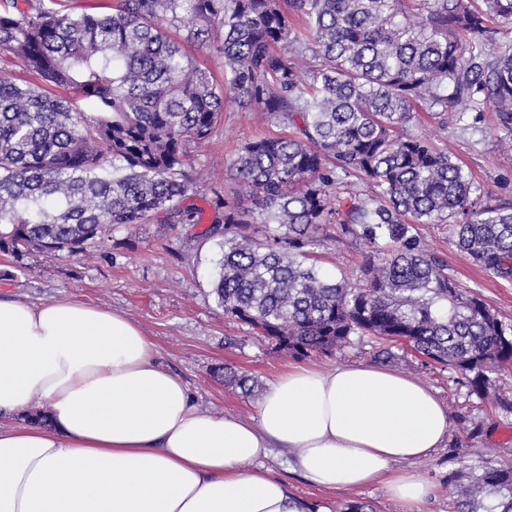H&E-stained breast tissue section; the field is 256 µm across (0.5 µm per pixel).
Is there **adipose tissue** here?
I'll return each instance as SVG.
<instances>
[{
	"label": "adipose tissue",
	"instance_id": "obj_1",
	"mask_svg": "<svg viewBox=\"0 0 512 512\" xmlns=\"http://www.w3.org/2000/svg\"><path fill=\"white\" fill-rule=\"evenodd\" d=\"M254 409L202 408L125 313L0 297V512H330L270 474L275 448L315 485L378 484L402 512L435 495L413 465L447 441L450 414L412 376L293 367Z\"/></svg>",
	"mask_w": 512,
	"mask_h": 512
}]
</instances>
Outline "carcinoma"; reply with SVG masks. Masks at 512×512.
<instances>
[{
    "mask_svg": "<svg viewBox=\"0 0 512 512\" xmlns=\"http://www.w3.org/2000/svg\"><path fill=\"white\" fill-rule=\"evenodd\" d=\"M26 2L0 0V52L42 82L0 77L1 254L20 266L34 251L106 253L116 228L202 223L187 148L231 98L292 132L240 148L201 232L220 250L224 315L294 356L404 341L512 411L489 376L512 364V328L418 232L448 226L476 266L511 281L512 201L472 197L463 165L407 130L418 105L491 108L512 128V45L500 42L512 0H113L77 16L61 0ZM217 27L221 84L183 47ZM251 224L273 225L269 239ZM329 224L336 242L368 248L361 283L317 269ZM224 380L259 394L231 367ZM449 483L457 512H512V466L484 462Z\"/></svg>",
    "mask_w": 512,
    "mask_h": 512,
    "instance_id": "1",
    "label": "carcinoma"
}]
</instances>
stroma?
Returning <instances> with one entry per match:
<instances>
[{"label":"stroma","instance_id":"1","mask_svg":"<svg viewBox=\"0 0 512 512\" xmlns=\"http://www.w3.org/2000/svg\"><path fill=\"white\" fill-rule=\"evenodd\" d=\"M439 126L430 112L417 110L409 125L446 144L464 165L484 195L512 199V130L496 125L493 112L482 115L465 109L447 114ZM277 121H264L226 100L220 123L211 138L191 149L185 170L199 176L195 203L210 208L223 194L229 166L246 142L281 133ZM421 236L448 262L451 274L495 310L503 323L512 325V281L489 277L461 253L441 224H424ZM108 257H49L39 253L14 268L10 257L0 254V270L12 277L0 279V296L28 303H42L73 296L89 304L127 314L154 340L162 363L188 384L205 409L250 418L255 397L225 385L215 377L218 367L229 365L267 385L291 366L376 363L379 342L374 338L308 357H293L248 325L227 318L212 294L209 272L218 248L214 241L197 237L191 226L137 224L113 231ZM367 248L348 240L343 245L326 242L317 250L318 266L328 275H360ZM392 368L414 376L433 388L447 405L451 430L447 444L416 465L436 486V495L424 512H450L452 488L448 479L471 465L490 461L512 466V413L490 399L472 395L457 372L437 366L402 346H395ZM272 475L284 480L297 497L319 502L338 512L345 503L370 505L374 512H401L383 489L371 485L350 492H329L290 470L288 456L273 452L266 462Z\"/></svg>","mask_w":512,"mask_h":512}]
</instances>
